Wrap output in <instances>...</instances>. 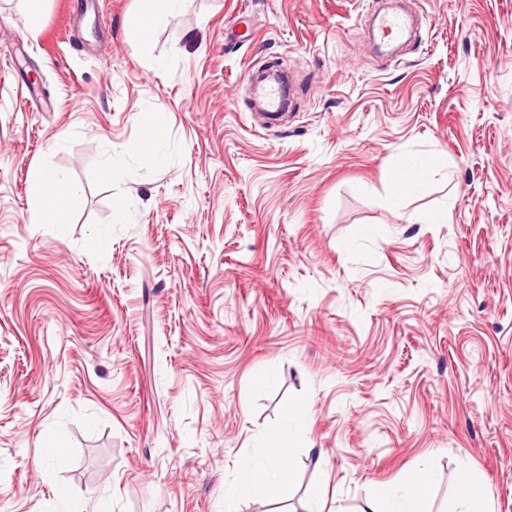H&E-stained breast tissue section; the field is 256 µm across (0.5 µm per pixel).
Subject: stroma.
I'll return each instance as SVG.
<instances>
[{
    "label": "stroma",
    "instance_id": "35a3bbf8",
    "mask_svg": "<svg viewBox=\"0 0 512 512\" xmlns=\"http://www.w3.org/2000/svg\"><path fill=\"white\" fill-rule=\"evenodd\" d=\"M139 4L43 0L33 36L0 0V512H284L241 475L292 410L300 512L416 469L430 512L465 471L512 512V0H190L134 46ZM377 5L417 16L396 54ZM281 65L269 124L243 80ZM151 123L166 165L107 176ZM40 164L78 188L64 223L30 221ZM443 167L440 155H431L413 163H407L401 172H396L387 189V202L390 208H402L408 196L420 193L429 179Z\"/></svg>",
    "mask_w": 512,
    "mask_h": 512
}]
</instances>
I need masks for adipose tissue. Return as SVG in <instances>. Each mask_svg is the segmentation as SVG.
<instances>
[{
    "label": "adipose tissue",
    "mask_w": 512,
    "mask_h": 512,
    "mask_svg": "<svg viewBox=\"0 0 512 512\" xmlns=\"http://www.w3.org/2000/svg\"><path fill=\"white\" fill-rule=\"evenodd\" d=\"M189 0H143L141 7L126 15L124 35L134 45L147 44L153 35L165 27L169 19L184 11ZM167 139L164 126L152 125L133 142L120 147H109L108 174L119 170L120 161L128 155L138 157L149 167H159L167 162L163 150ZM443 167L440 155H431L406 164L401 172L395 173L387 189V202L390 208L400 209L408 196L420 193L430 178ZM33 195L30 200L31 221L41 224L47 221L62 222L68 208L77 198L78 190L74 183L56 169L39 165L30 171ZM246 487L258 494H269L287 501L294 495V482L283 468L282 451L269 449L263 463L262 472L245 469ZM433 485L431 475L423 469L415 471L408 482L409 489L401 493L391 486L382 484L376 489L373 501L368 502L362 512H377L378 503L390 505L389 512H427V493Z\"/></svg>",
    "instance_id": "1"
}]
</instances>
